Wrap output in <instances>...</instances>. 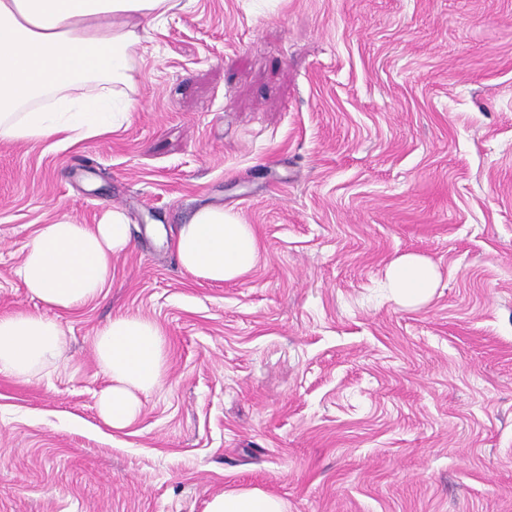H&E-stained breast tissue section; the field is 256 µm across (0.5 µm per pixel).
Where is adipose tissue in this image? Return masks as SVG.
<instances>
[{"mask_svg": "<svg viewBox=\"0 0 512 512\" xmlns=\"http://www.w3.org/2000/svg\"><path fill=\"white\" fill-rule=\"evenodd\" d=\"M182 0H0V140L77 142L111 133L129 119L142 63L143 24L182 10ZM130 228L118 210L99 223L60 217L32 238L17 274L43 304L71 310L97 300L112 278V258L128 249ZM175 250L194 278L241 279L259 261L252 225L220 206L199 208L181 225ZM387 286L407 306L437 286L435 266L419 256L396 260ZM63 333L50 318L0 316V373L32 381L58 369ZM109 379L98 413L121 430L140 416L144 399L167 371L165 334L152 320L119 315L94 338ZM206 512H286L282 499L259 489L213 496Z\"/></svg>", "mask_w": 512, "mask_h": 512, "instance_id": "1", "label": "adipose tissue"}]
</instances>
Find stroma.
<instances>
[{
	"mask_svg": "<svg viewBox=\"0 0 512 512\" xmlns=\"http://www.w3.org/2000/svg\"><path fill=\"white\" fill-rule=\"evenodd\" d=\"M144 36L128 123L0 141V315L55 319L70 365L0 374V512H512V0H191ZM207 205L257 232L239 281L179 265ZM109 209L103 295L32 297L35 233ZM406 254L439 275L415 307L384 286ZM118 315L168 343L122 431L93 349ZM206 512H286L282 499L259 489H241L213 496Z\"/></svg>",
	"mask_w": 512,
	"mask_h": 512,
	"instance_id": "stroma-1",
	"label": "stroma"
}]
</instances>
